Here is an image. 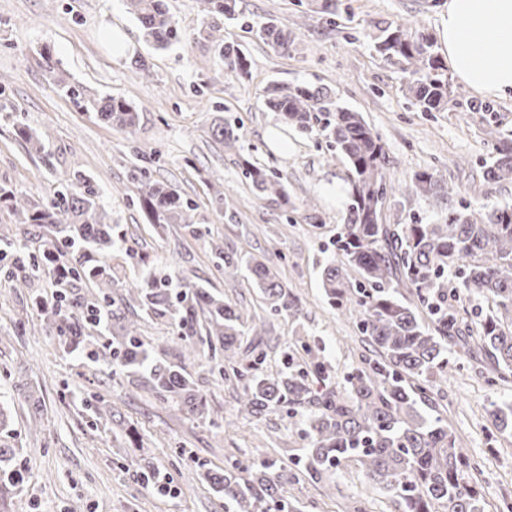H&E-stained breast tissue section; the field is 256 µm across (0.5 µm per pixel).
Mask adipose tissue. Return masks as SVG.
Instances as JSON below:
<instances>
[{
	"mask_svg": "<svg viewBox=\"0 0 512 512\" xmlns=\"http://www.w3.org/2000/svg\"><path fill=\"white\" fill-rule=\"evenodd\" d=\"M444 40L462 84L487 97L512 93V0H448Z\"/></svg>",
	"mask_w": 512,
	"mask_h": 512,
	"instance_id": "adipose-tissue-1",
	"label": "adipose tissue"
}]
</instances>
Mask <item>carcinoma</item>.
Returning a JSON list of instances; mask_svg holds the SVG:
<instances>
[{
	"label": "carcinoma",
	"mask_w": 512,
	"mask_h": 512,
	"mask_svg": "<svg viewBox=\"0 0 512 512\" xmlns=\"http://www.w3.org/2000/svg\"><path fill=\"white\" fill-rule=\"evenodd\" d=\"M200 2L212 16L238 19V0ZM126 4L156 48L166 49L180 41L165 0H126ZM204 33L224 68L249 72L250 60L220 26L210 25ZM255 35L278 54H288L295 43L288 28L273 16L256 27ZM377 49L385 59L407 65L415 76L409 91L424 111L447 108L448 78L430 36L412 37L400 25L385 27L378 35ZM57 80L67 96L89 104L100 120L120 132H135L139 123L135 105L113 96L88 99L82 87L61 76ZM265 105L283 122L323 137L348 163L347 206L335 242L342 260L322 266L321 285L336 309L358 312V329L373 355L349 376L345 390H313L310 378L326 380L329 366L320 360L319 350L306 342L303 368H296L286 353L283 368L276 373L262 370V351L251 360L239 359L242 337L251 334L261 345L271 325L205 288L175 284L169 275L152 268L119 284L112 263L116 244L112 224L97 201L91 178L78 169L52 173V193L37 199L0 184V211H7L16 226V232L0 235V244L12 252L15 265L27 270L14 287L31 289L32 303L64 352L82 344L100 371L147 372L154 400L173 404L194 419L216 428L224 422L187 371L185 360L196 359L199 343L207 347L221 380L242 384L241 411L258 416L306 409L301 432L306 453L295 462L299 474L276 470L266 462L255 472V464L240 461L222 475L206 471L214 489L224 492L225 512H265L271 503L280 506L279 512H293L284 496L290 479L301 474L318 484L330 470L349 464L395 500L401 512H438L440 508L483 512L477 491L465 481L472 464L462 452L461 439L435 414L431 387L437 379L448 377V347L470 350V337L462 334L454 305L457 288H448L450 272L461 288L492 303L493 309L479 321L476 340L500 377L512 374V206L485 215L466 208L454 210L435 224H385L382 210L388 197L398 193L445 196L448 183L428 171L415 175L412 184L404 187L389 182V157L380 135L360 113L339 105L324 88L274 83L267 88ZM15 134L27 152L44 150L42 138L25 124L17 123ZM211 137L231 149L243 137L242 126L217 117ZM496 151L485 171L486 180H511L512 145L503 142ZM147 160L141 154L144 165L137 167L136 176L138 205L147 223L158 234L171 224H197L198 206L172 185L151 179ZM234 163L257 196L288 203L279 171L239 153ZM211 204L237 214L236 201L229 194L218 193ZM33 243L37 250L32 252ZM209 248L216 268L224 274L246 269L270 314L294 318L301 314L298 299L279 282L272 266L250 255H229L224 244L215 240ZM57 264L65 266L66 276L57 284L55 295L46 298L33 286L53 276ZM350 269L358 278H349ZM84 281L94 293L86 296L74 291L76 283ZM402 288L413 300L402 299ZM145 317L174 327L184 349L181 357L166 358V350L143 335ZM84 405L96 422L116 418L103 396L94 395Z\"/></svg>",
	"instance_id": "cac0c4a2"
}]
</instances>
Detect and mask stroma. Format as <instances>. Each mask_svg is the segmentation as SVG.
Segmentation results:
<instances>
[{
	"label": "stroma",
	"mask_w": 512,
	"mask_h": 512,
	"mask_svg": "<svg viewBox=\"0 0 512 512\" xmlns=\"http://www.w3.org/2000/svg\"><path fill=\"white\" fill-rule=\"evenodd\" d=\"M341 3L340 16L331 22L317 13L315 0H239L241 16L225 23L224 34L252 61L250 76L242 78L225 70L213 44L201 37L214 19L200 0H168L181 40L164 50L147 43L125 0H0V83L6 87L0 97V183L39 197L49 192L52 171L87 172L117 234L147 256L142 262L119 255L123 276L151 264L174 280L216 289L225 300L250 306L259 302L255 289L244 274L216 270L209 240L223 242L225 253L249 252L274 266L299 299L301 314L273 318L274 331L263 344V370L281 368L282 349L291 348L299 358L301 341L316 342L330 366L328 383L339 390L370 355L355 314L330 306L319 280L321 265L335 257L329 241L345 214L344 201L321 187L344 182L348 166L322 138L292 127L285 129L287 151L275 149L270 130L280 121L263 105L267 85L325 87L341 106L361 113L385 145L393 183L408 182L426 169L447 181L444 201L421 194L392 198L383 212L385 223H433L449 206L485 213L512 205L511 180L484 178L496 139H512V95L488 100L452 77L447 111L425 112L409 93V71L376 50L379 28L392 24L430 34L438 55H445L448 0ZM271 14L295 38L290 54L274 53L251 31ZM115 25L134 46L120 59L113 58L107 36ZM45 46L53 50L51 70L39 55ZM140 59L148 72L139 77ZM59 72L82 85L89 98L134 101L140 109L134 135L67 97L55 79ZM484 102L490 111H478ZM223 114L243 127L233 152L210 136L213 120ZM16 119L43 137L44 153H28L15 139ZM491 124L498 131L494 139L486 133ZM137 149L156 156L155 179L174 184L197 204L202 236L179 224L159 235L144 223L133 202ZM238 153L279 170L289 204L257 197L233 162ZM217 190L237 200L235 219L212 208ZM449 358L450 372L437 381L434 397L474 464L467 479L484 512H498L503 499L512 497V434L494 427L490 411L512 405V378L499 380L480 352L454 351ZM190 372L227 427L216 429L162 407L141 375L112 377L81 353L62 352L27 292L0 289V404L12 412L11 430L0 434V445L12 449L11 461L22 474L0 496V512H224L223 494L188 472L181 448L219 472L235 461L287 468L303 455L300 414L239 413L238 386L216 381L208 358L194 361ZM23 383L45 401L40 421H33L15 390ZM94 393L111 401L119 421L92 427L81 400ZM285 491L297 512H344L345 504L355 501L363 502L366 512H396L393 501L352 465L321 484L291 481Z\"/></svg>",
	"instance_id": "1"
}]
</instances>
